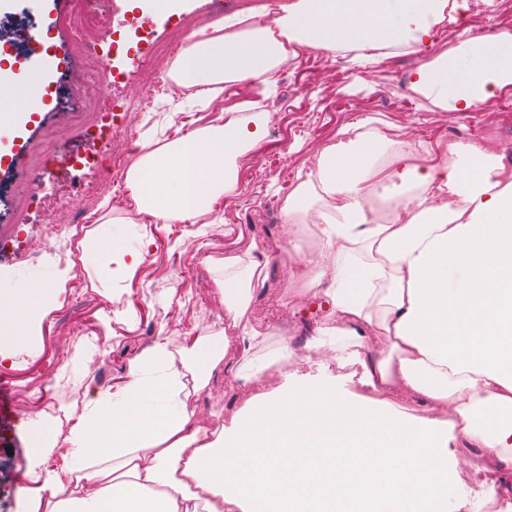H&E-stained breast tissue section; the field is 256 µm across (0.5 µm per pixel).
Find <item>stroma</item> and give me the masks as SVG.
<instances>
[{
  "mask_svg": "<svg viewBox=\"0 0 512 512\" xmlns=\"http://www.w3.org/2000/svg\"><path fill=\"white\" fill-rule=\"evenodd\" d=\"M211 0H110L109 12L114 28L120 29L125 50L108 60L109 68L142 80L151 75L146 45L137 42L132 23L151 30L155 41L169 40L179 19L205 20ZM422 54L412 53L391 58L383 70L346 68L342 62L322 57L289 62L280 72L277 92L265 98L270 115L266 137L254 151L240 158V166L261 170L257 186H240L233 199H219L209 217L193 224H154L134 211L131 202L108 203L97 207L96 218L83 224L79 237L87 244V264L82 267L83 298H75L68 266L52 261L55 239L47 228L49 201L65 198L72 216H79L83 187L93 179L95 169L84 175L57 165L40 184L29 179L28 157L36 143H44L49 155L79 156L105 162L106 148L112 136L136 132L138 139L162 143L178 137L176 118L194 127L209 123L211 113L186 106L182 115L170 112L171 98H157L148 115L126 109L113 91H105L101 100L96 131L74 136L67 132L69 113L61 109V99L79 102L78 67L59 70L50 77L58 97L46 99L42 111L33 113L20 136L0 132V145L9 157L0 163V187L29 198L31 204L21 235L29 248H8L0 260V287H13L31 276L50 272L60 286L50 306L37 318L33 343L17 347L14 357L0 361V380L11 386L15 395L11 431L0 432V512H23L24 488L30 486L29 451L16 445V438H28L33 425L21 399L25 386L49 384L52 389L51 411L64 416L79 415L96 391L113 392L128 373L131 362L148 352L157 340H172L176 347L186 344L181 324L187 309L193 308L202 292H210L212 304H219L216 281L223 278L221 261L227 250H242L250 242L259 248L253 257L260 262L271 259V241L289 243L297 252L308 250L310 243L303 225L285 220L266 219L262 205L279 194L291 193L298 185L291 167L306 166L318 150L335 140L341 125L367 116L379 120L391 137H414L424 142L417 163H429L448 143V131L466 130L468 140L482 141L512 170V102L499 99L491 113L424 112L419 104L399 106L395 82L419 65ZM115 239L112 250L100 248L103 233ZM141 252L137 267H130V255ZM197 258L199 268L195 283L179 278L175 266L179 259ZM278 286L255 287L250 303V325L266 331L272 321L305 327L295 339L299 359H285L289 371L312 377L321 372L335 376L341 391L355 392L347 369L321 368L308 342L318 335L322 322L321 302L305 298L294 282L289 265L276 270ZM90 330L94 341L80 345L79 362H65L54 367L53 353L62 334ZM252 383L228 384L223 370H216L206 389L194 401L196 415L210 428L229 422L254 394Z\"/></svg>",
  "mask_w": 512,
  "mask_h": 512,
  "instance_id": "35a3bbf8",
  "label": "stroma"
}]
</instances>
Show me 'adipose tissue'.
I'll return each mask as SVG.
<instances>
[{"label":"adipose tissue","instance_id":"adipose-tissue-1","mask_svg":"<svg viewBox=\"0 0 512 512\" xmlns=\"http://www.w3.org/2000/svg\"><path fill=\"white\" fill-rule=\"evenodd\" d=\"M448 0H281L192 32L172 67L180 86L249 83L273 92L300 48L367 68L431 50L410 88L437 112H469L512 85V33L465 37L433 51ZM157 147L141 143L127 186L136 210L163 224L196 222L236 189V160L260 146L267 116L252 102ZM288 197L287 222L321 226L298 283L344 324L336 347L358 365L362 394L331 380L284 375L215 430L191 397L223 367L227 347L197 340L175 368L168 342L133 362L119 394L92 395L65 442L70 477L32 472L26 512H458L448 478L459 447L489 448L512 468V170L475 143H452L428 168L390 171L392 195L414 188L396 224L367 213V183L394 142L372 118L341 127ZM263 268L224 256L219 293L242 342L246 281ZM56 282L34 275L0 293V357L32 336L31 320ZM379 327L382 349L369 334Z\"/></svg>","mask_w":512,"mask_h":512}]
</instances>
